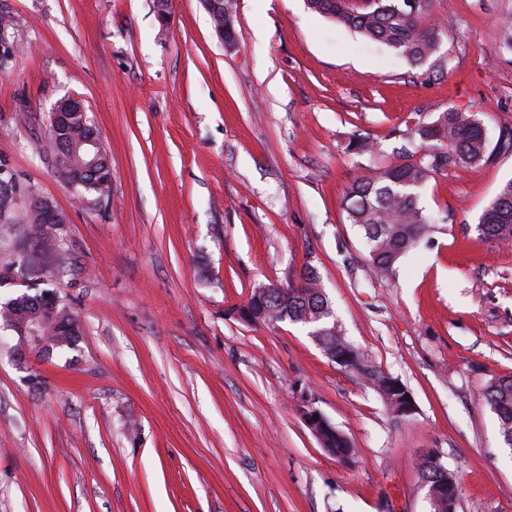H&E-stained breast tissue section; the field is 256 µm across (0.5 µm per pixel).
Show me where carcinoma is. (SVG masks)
<instances>
[{"mask_svg": "<svg viewBox=\"0 0 512 512\" xmlns=\"http://www.w3.org/2000/svg\"><path fill=\"white\" fill-rule=\"evenodd\" d=\"M308 8L330 17L359 34L364 39L380 44L406 58L413 67L431 66L441 56L440 31L426 26L423 19L430 13L432 0H420L416 11L407 9L406 0H307ZM6 29L12 38L0 43V71L14 62L16 39L10 16L0 14V30ZM92 133V123L80 112L70 119L68 139L58 141L50 136L43 145V153L51 160L58 174L78 162L91 165L83 182L76 186L80 195L91 194L99 202L107 200L112 191V169L108 155L90 157L84 150H76L79 140ZM418 141L385 163L358 176L347 188L344 206L351 223L363 232L368 259L379 272H389L436 228L437 218L420 206L421 190L438 175L455 167L479 166L488 162L495 152L512 151V127L501 130L495 146H490L484 126L473 115L459 110L438 113L433 120L422 123L416 130ZM18 182L10 184V194L0 191V224L14 223L13 195H22ZM28 229L19 246L21 260L32 257V248H41L47 256L62 249L63 239L57 224H47L43 206L35 203L26 216ZM476 230L480 238L505 245L512 243V180L506 182L480 217ZM272 313L261 322L289 321L310 331L320 330V348L336 366L356 374L383 401L393 418L405 420V400L399 397L395 384L399 379L386 376L342 334L331 303L324 293L316 269L308 265L295 283H288L284 293L274 292L266 301ZM35 311L30 299L20 295L0 304V324L12 330ZM42 352L71 347L80 336L79 322L65 302L56 310V321L47 323L41 331ZM484 400L495 413L500 433L506 445L512 447V378L494 379L486 387ZM321 448L343 461H352L356 450L348 437L333 423L322 426L314 434ZM425 492H437L446 483H458L449 469H434L422 460L418 464ZM429 512H457V501L452 497L427 499Z\"/></svg>", "mask_w": 512, "mask_h": 512, "instance_id": "obj_1", "label": "carcinoma"}]
</instances>
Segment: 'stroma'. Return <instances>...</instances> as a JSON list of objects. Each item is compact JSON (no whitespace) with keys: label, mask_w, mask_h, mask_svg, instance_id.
Segmentation results:
<instances>
[{"label":"stroma","mask_w":512,"mask_h":512,"mask_svg":"<svg viewBox=\"0 0 512 512\" xmlns=\"http://www.w3.org/2000/svg\"><path fill=\"white\" fill-rule=\"evenodd\" d=\"M226 48L200 0H0L20 44L0 72V169L63 212L60 255L0 284L58 289L74 349L0 347V512H428L416 462L439 453L458 512H512V448L482 394L512 376V247L476 226L512 154L426 183L439 217L416 254L374 271L346 186L417 125L458 109L489 140L512 123V0H433L442 69L308 9L233 0ZM79 97L112 194L79 197L42 147ZM373 155L347 152L352 135ZM318 271L346 337L409 391L392 418L300 325L232 314L254 288ZM309 398L353 463L305 425ZM328 419V418H327ZM318 444L328 454L343 461H352L356 450L348 437L336 427L329 419L328 425L322 426L313 434Z\"/></svg>","instance_id":"stroma-1"}]
</instances>
